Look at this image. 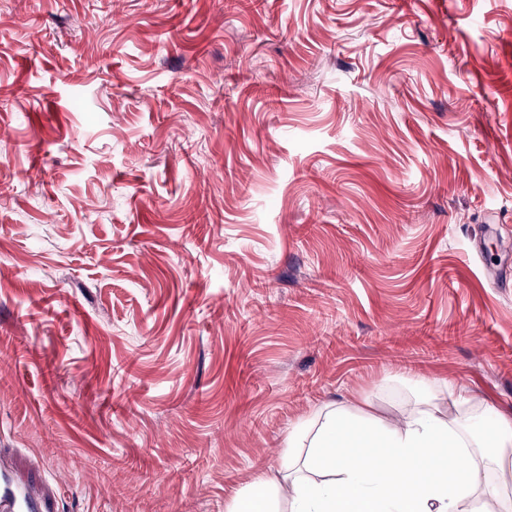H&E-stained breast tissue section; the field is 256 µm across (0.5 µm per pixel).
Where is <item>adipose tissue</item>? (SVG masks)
<instances>
[{
    "instance_id": "ef3b65f1",
    "label": "adipose tissue",
    "mask_w": 512,
    "mask_h": 512,
    "mask_svg": "<svg viewBox=\"0 0 512 512\" xmlns=\"http://www.w3.org/2000/svg\"><path fill=\"white\" fill-rule=\"evenodd\" d=\"M483 415L444 416L433 398L416 408L378 418L335 404L318 416L298 457L296 434L284 449L280 493L288 512H512V415L495 414L492 433L475 430ZM468 465L447 478L443 459ZM431 478L420 479L421 470Z\"/></svg>"
}]
</instances>
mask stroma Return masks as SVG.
I'll list each match as a JSON object with an SVG mask.
<instances>
[{"label":"stroma","mask_w":512,"mask_h":512,"mask_svg":"<svg viewBox=\"0 0 512 512\" xmlns=\"http://www.w3.org/2000/svg\"><path fill=\"white\" fill-rule=\"evenodd\" d=\"M452 383L512 411V0H0V464L56 512H229ZM269 485V477L253 481L236 500L232 512H278L270 505L267 495Z\"/></svg>","instance_id":"stroma-1"}]
</instances>
